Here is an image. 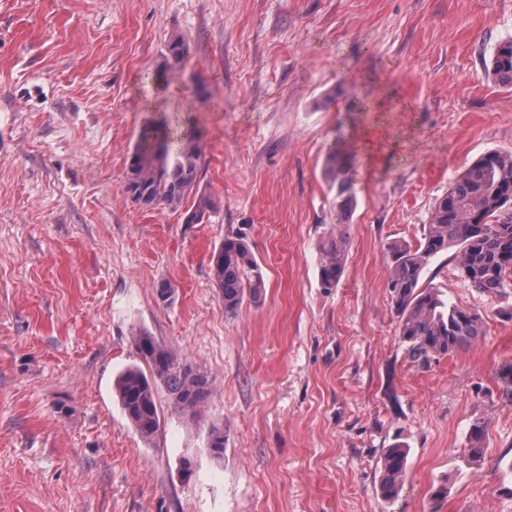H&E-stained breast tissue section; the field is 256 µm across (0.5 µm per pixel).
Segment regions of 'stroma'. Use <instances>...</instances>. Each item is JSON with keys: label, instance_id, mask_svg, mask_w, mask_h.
I'll return each instance as SVG.
<instances>
[{"label": "stroma", "instance_id": "stroma-1", "mask_svg": "<svg viewBox=\"0 0 512 512\" xmlns=\"http://www.w3.org/2000/svg\"><path fill=\"white\" fill-rule=\"evenodd\" d=\"M175 35L191 56L168 73ZM506 37L512 0H0V512H512V289L480 293L435 258L424 285L481 313L484 338L422 367L384 261L473 160L512 150V89L485 76ZM368 124L387 139L376 163L349 160V258L327 292L325 162ZM159 126L174 148L202 138L204 223L124 195ZM241 233L266 288L230 314L211 257ZM142 330L213 383L196 422L159 390L149 442L115 394ZM397 437L407 477L387 502ZM486 435L485 426L480 423L472 424L469 430L468 444L469 448H467V462L472 463L480 460L484 455V440ZM410 448L405 442L396 441L384 448L380 458L378 492L387 501H394L403 489Z\"/></svg>", "mask_w": 512, "mask_h": 512}]
</instances>
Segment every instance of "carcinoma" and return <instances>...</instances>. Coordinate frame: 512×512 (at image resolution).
<instances>
[{
    "mask_svg": "<svg viewBox=\"0 0 512 512\" xmlns=\"http://www.w3.org/2000/svg\"><path fill=\"white\" fill-rule=\"evenodd\" d=\"M189 41L172 38L166 60L173 67L188 58ZM487 77L512 88V39L498 42L492 51ZM203 156L199 135L185 132L175 154H170L168 137L161 128L143 134L128 164L125 196L146 209L160 206L179 209L187 197L193 203L185 223L202 224L215 210L212 196L199 188L198 174ZM327 178L336 189V226L348 223L356 193L344 161V152L327 159ZM453 251L460 276L478 291L499 295L512 286V150H491L469 165L437 199L429 224L412 245L406 241L386 244L387 288L398 318V336L413 361L426 365L473 347L484 336L481 316L450 303L437 288L422 286L430 263ZM348 258V238L338 231L319 249L320 287L330 292L338 286ZM212 269L224 310L235 313L245 297L257 299L265 284L262 265L245 237L225 238L213 252ZM139 364L126 369L115 386L123 413L139 436L150 441L159 429L155 394L166 388L173 410L196 419L211 396L207 374L193 369L173 350L146 331L133 336ZM485 426L476 422L469 430L467 462L484 455ZM208 448L219 459L224 453V427L212 424ZM410 448L396 441L383 449L378 492L395 500L403 489Z\"/></svg>",
    "mask_w": 512,
    "mask_h": 512,
    "instance_id": "cac0c4a2",
    "label": "carcinoma"
}]
</instances>
